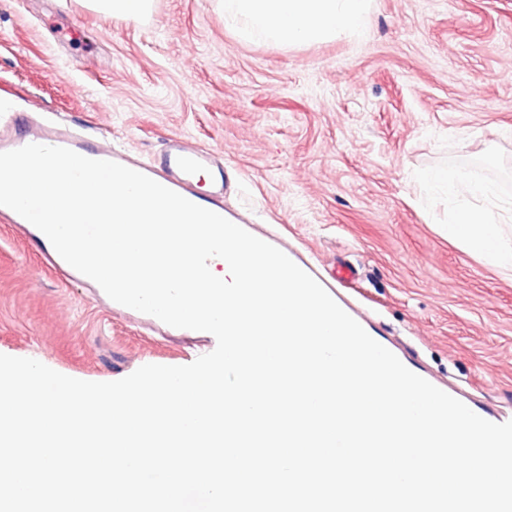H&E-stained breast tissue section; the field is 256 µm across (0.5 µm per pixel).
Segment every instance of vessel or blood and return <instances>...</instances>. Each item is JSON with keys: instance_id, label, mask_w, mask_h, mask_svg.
Here are the masks:
<instances>
[{"instance_id": "1", "label": "vessel or blood", "mask_w": 512, "mask_h": 512, "mask_svg": "<svg viewBox=\"0 0 512 512\" xmlns=\"http://www.w3.org/2000/svg\"><path fill=\"white\" fill-rule=\"evenodd\" d=\"M31 143L65 147L90 159L120 163L149 176L199 206L219 214L224 211V172L215 168L212 153L196 143L170 140L160 161L146 162L103 140L87 136L74 123H48L28 112L0 115V152ZM204 172L210 173L212 188L208 195L201 196L195 193L193 185ZM0 219L11 224L21 236L27 237L30 244L46 249L45 235L12 209L0 208ZM46 251L49 269L64 280L87 284V277L65 262L55 250Z\"/></svg>"}]
</instances>
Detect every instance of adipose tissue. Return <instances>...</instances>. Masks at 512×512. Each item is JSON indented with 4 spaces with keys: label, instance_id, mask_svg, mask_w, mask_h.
I'll use <instances>...</instances> for the list:
<instances>
[{
    "label": "adipose tissue",
    "instance_id": "obj_1",
    "mask_svg": "<svg viewBox=\"0 0 512 512\" xmlns=\"http://www.w3.org/2000/svg\"><path fill=\"white\" fill-rule=\"evenodd\" d=\"M223 6L226 23L238 28L243 37L304 45L358 32L365 25L371 0H223ZM418 185L451 198L493 196L489 187L443 170L423 174ZM448 235L512 273V250L501 246V233L490 211L458 208L448 221Z\"/></svg>",
    "mask_w": 512,
    "mask_h": 512
}]
</instances>
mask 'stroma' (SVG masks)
I'll list each match as a JSON object with an SVG mask.
<instances>
[{
	"instance_id": "obj_1",
	"label": "stroma",
	"mask_w": 512,
	"mask_h": 512,
	"mask_svg": "<svg viewBox=\"0 0 512 512\" xmlns=\"http://www.w3.org/2000/svg\"><path fill=\"white\" fill-rule=\"evenodd\" d=\"M142 156L169 138L237 176L231 211L304 254L367 329L418 371L512 415V278L449 239L445 168L512 208V0H372L355 37L243 40L218 0H153L144 20L84 0H0V88ZM210 336H174L62 281L0 223V354L93 382L187 365ZM421 190L430 193L448 196V199L459 196H480L486 199L494 197L493 191L482 185L471 184L462 177L448 171L435 170L423 174L418 181Z\"/></svg>"
}]
</instances>
